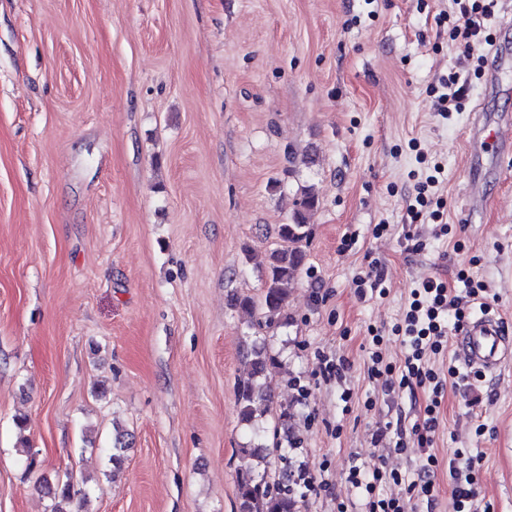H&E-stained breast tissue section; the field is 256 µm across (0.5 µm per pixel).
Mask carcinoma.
Masks as SVG:
<instances>
[{
  "label": "carcinoma",
  "mask_w": 512,
  "mask_h": 512,
  "mask_svg": "<svg viewBox=\"0 0 512 512\" xmlns=\"http://www.w3.org/2000/svg\"><path fill=\"white\" fill-rule=\"evenodd\" d=\"M317 205L313 188L302 189L290 222L279 226L281 245L264 254L260 298L251 295L236 298L235 306L239 309L248 313L260 310L268 327L289 323V299L305 265L304 243L310 234L309 218ZM240 362L245 376L237 389L239 415L252 429V436L249 443L239 449L248 464L237 473L238 512H295V500L284 491H272L266 478L258 473L259 466L267 463L268 447L261 423L272 403L271 374L275 359L265 341L246 335L242 340ZM47 489L54 500L51 512H66L64 505L72 501L70 483L59 482Z\"/></svg>",
  "instance_id": "1"
}]
</instances>
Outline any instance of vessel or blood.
<instances>
[{
	"instance_id": "obj_1",
	"label": "vessel or blood",
	"mask_w": 512,
	"mask_h": 512,
	"mask_svg": "<svg viewBox=\"0 0 512 512\" xmlns=\"http://www.w3.org/2000/svg\"><path fill=\"white\" fill-rule=\"evenodd\" d=\"M468 145L475 154L487 146H512V120L504 118L492 123L486 116H479L476 135ZM457 357L465 368H475L484 375L496 376L512 362V337L506 336L495 317L478 313L458 338Z\"/></svg>"
}]
</instances>
